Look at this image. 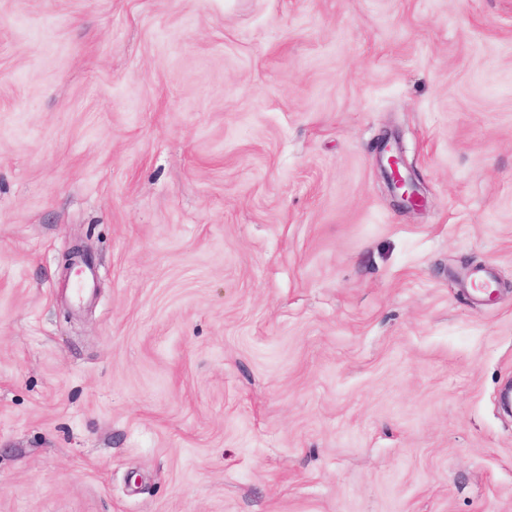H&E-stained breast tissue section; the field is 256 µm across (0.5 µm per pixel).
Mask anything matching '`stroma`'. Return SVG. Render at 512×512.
I'll list each match as a JSON object with an SVG mask.
<instances>
[{
    "label": "stroma",
    "instance_id": "35a3bbf8",
    "mask_svg": "<svg viewBox=\"0 0 512 512\" xmlns=\"http://www.w3.org/2000/svg\"><path fill=\"white\" fill-rule=\"evenodd\" d=\"M509 383L512 0H0V512H512ZM388 141L383 140L380 146V166L383 170L387 187L398 205L410 209L419 210L424 203V197L419 192L415 180L408 174H403L401 168L405 162L401 156L387 155Z\"/></svg>",
    "mask_w": 512,
    "mask_h": 512
}]
</instances>
